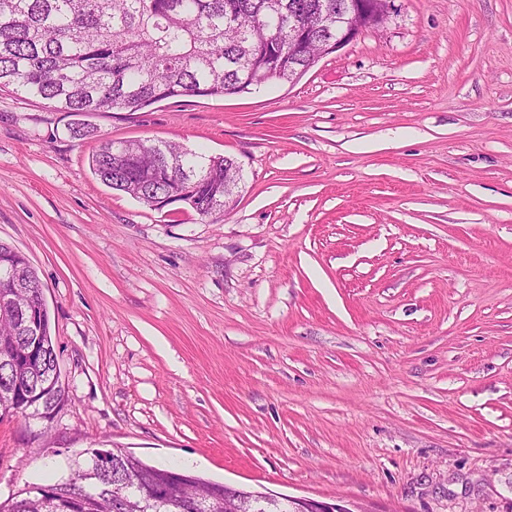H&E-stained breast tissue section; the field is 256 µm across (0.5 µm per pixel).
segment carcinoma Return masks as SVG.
<instances>
[{
  "mask_svg": "<svg viewBox=\"0 0 512 512\" xmlns=\"http://www.w3.org/2000/svg\"><path fill=\"white\" fill-rule=\"evenodd\" d=\"M0 0V89L39 97L75 113L137 112L168 99L246 92L269 80L288 81L309 61L288 51V14L315 12L321 0ZM90 168L113 190L151 206L175 196L202 218L224 212V179L238 184L235 162L205 159L173 142L103 141ZM39 277L28 258L0 242V271ZM22 319L0 309V339L23 344ZM42 392L15 389L12 369L0 366V418L20 412L40 420L64 402L65 387L51 381L57 359L50 317L40 339ZM110 468L98 471L101 452L48 484H29L0 502V512H57L54 500L74 512H112L128 495L143 512H224L205 499L208 481L190 478L171 498L157 494L163 467L148 465L120 448L108 449ZM241 512H295L288 496L272 501L242 490Z\"/></svg>",
  "mask_w": 512,
  "mask_h": 512,
  "instance_id": "1",
  "label": "carcinoma"
}]
</instances>
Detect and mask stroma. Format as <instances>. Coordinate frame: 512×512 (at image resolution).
Returning <instances> with one entry per match:
<instances>
[{
    "instance_id": "35a3bbf8",
    "label": "stroma",
    "mask_w": 512,
    "mask_h": 512,
    "mask_svg": "<svg viewBox=\"0 0 512 512\" xmlns=\"http://www.w3.org/2000/svg\"><path fill=\"white\" fill-rule=\"evenodd\" d=\"M104 139L242 180L220 217L156 210L93 174ZM0 240L66 387L49 438L0 419V501L123 448L351 512H512V0H394L231 96L74 117L1 90ZM22 264H24L25 268L22 267ZM5 268H10L14 272H20L22 275L26 273L28 275L27 278L29 282L35 284L40 283L37 272L31 266L28 258L15 247L1 241L0 275L1 270H5ZM10 285H12V288H17L20 286L19 285L17 287H13V273L11 272L7 275H1L0 289L7 288L6 290L3 289L2 294L0 293V305H2V307L11 306L12 304V294L8 290V288H11Z\"/></svg>"
}]
</instances>
